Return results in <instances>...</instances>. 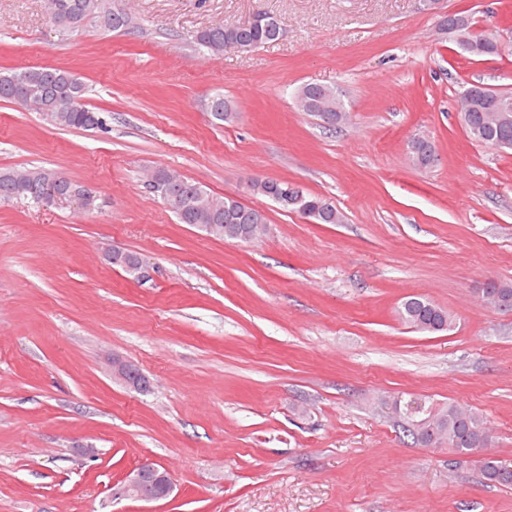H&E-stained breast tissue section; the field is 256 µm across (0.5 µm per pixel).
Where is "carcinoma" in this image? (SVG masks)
Wrapping results in <instances>:
<instances>
[{"label": "carcinoma", "instance_id": "obj_1", "mask_svg": "<svg viewBox=\"0 0 512 512\" xmlns=\"http://www.w3.org/2000/svg\"><path fill=\"white\" fill-rule=\"evenodd\" d=\"M47 20L57 22L56 31L62 36L73 34L72 27L84 28L95 23L113 32L127 33L133 27V17L122 9L112 7V0H47ZM277 18L259 13L246 25H214L200 31L196 43L212 55H221L224 49L232 47L239 52L278 39ZM88 93L86 83L69 69L51 66H32L21 70L0 71V99L10 102L31 103L32 108L49 118V124L61 128L82 130L103 129L106 120L101 113L87 107L78 110L73 99H85ZM336 99L338 92L331 87L303 85L294 92L297 107L316 117L319 111L313 109L311 101L321 97ZM230 106L224 95L213 96L210 112L220 122L228 121ZM470 138L483 145L512 149V124L507 127L488 128L482 123V113H469ZM255 186L262 188L258 195L273 198L282 193L288 185L286 180L255 178ZM88 194L93 191L80 183L70 180L51 168L32 167L23 170H0V199L14 197L30 198L45 203L52 197L68 196L74 189ZM167 191L184 199V207L174 211L182 224H221L224 231H212L210 235L232 242H252L261 234L252 228L267 223L265 213L249 207L232 197L219 196L207 190L199 182L180 176L169 183ZM308 212L304 217L316 224H334L335 208L325 207L327 199L318 195H305ZM494 297L512 310V284L490 281L483 289L481 300L488 302ZM400 320L407 326L422 332L436 333L450 329L453 318L447 310L422 295L406 298L399 309ZM434 439L430 445L446 447L459 456H469L490 447L495 442L494 432L479 414L464 410L454 403H448L428 414ZM481 476L485 483L512 486V468L500 465L492 458L481 460Z\"/></svg>", "mask_w": 512, "mask_h": 512}]
</instances>
